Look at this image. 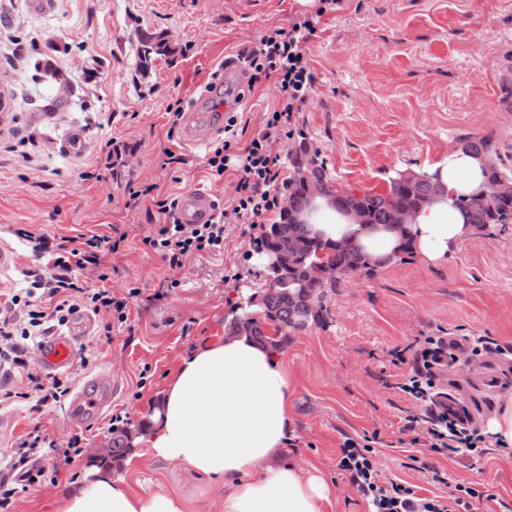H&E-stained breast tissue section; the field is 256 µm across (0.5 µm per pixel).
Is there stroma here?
Wrapping results in <instances>:
<instances>
[{
    "instance_id": "1",
    "label": "stroma",
    "mask_w": 512,
    "mask_h": 512,
    "mask_svg": "<svg viewBox=\"0 0 512 512\" xmlns=\"http://www.w3.org/2000/svg\"><path fill=\"white\" fill-rule=\"evenodd\" d=\"M305 11L298 0H52L44 11L32 10L29 0H0V40L20 44L17 55L0 54V226L8 229L0 241L17 258L0 276V294L22 287L24 270L49 265L48 255L14 236L17 228L120 239L119 251L106 256L109 280L91 272L82 278L119 295L139 291L127 324L113 327L111 337H88L71 368L79 386L111 369L116 386L108 418L70 424L60 405L35 410L19 399V375L6 380L16 396L0 401V456L36 429L89 439L82 456L17 497L10 512H54L57 493L92 480L93 465L106 459L113 477L134 492L161 484L193 492L177 465L144 455L136 430L151 419L183 357L223 341L232 308L264 291L267 271L235 223L223 254L169 269L142 244L159 221L151 198H130L128 190L153 185L175 197L202 190L231 206L232 173L213 179L206 168L210 144L186 145L170 111L188 107L224 62ZM146 33L167 47L143 63L137 51ZM306 53L316 80L295 123L337 190H385L395 173L437 161L464 137H492L494 163L512 176V98L505 95L512 89V0H346L324 17ZM277 101L276 88L264 81L235 110L252 133ZM75 126L85 133L84 154L60 153L57 140ZM113 144L123 160L109 168ZM166 148L174 161L163 169ZM230 270L238 277L228 282ZM170 276L180 288L154 300ZM323 306L322 319L289 336L279 358L292 381L294 431L285 455L331 478L335 493L325 512H367L337 467L343 437L365 433L378 437L384 476L447 493L431 478L436 468L450 483L484 491L480 512H512L511 454L491 447L477 461L446 459L401 443L404 418L417 406L397 389L401 369L391 356L439 328L512 343V226L470 236L443 263L409 252L343 275ZM450 378L451 394L483 421L512 396V371L493 358ZM120 413L136 437L116 457L109 418Z\"/></svg>"
}]
</instances>
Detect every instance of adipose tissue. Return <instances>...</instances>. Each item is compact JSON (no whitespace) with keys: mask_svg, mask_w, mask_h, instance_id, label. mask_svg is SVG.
<instances>
[{"mask_svg":"<svg viewBox=\"0 0 512 512\" xmlns=\"http://www.w3.org/2000/svg\"><path fill=\"white\" fill-rule=\"evenodd\" d=\"M421 173L444 184L445 194L416 213L408 226L410 245L425 261L443 263L472 233L457 202L484 189L483 163L456 149ZM309 222L322 236L359 241L373 259L392 256L401 243L395 231L361 230L322 198L316 199ZM290 391L281 361L246 335L199 346L183 358L164 391L148 453L176 464L205 488L223 489V512H324L331 482L282 459L293 425ZM195 509L194 500L174 488L132 493L104 462L92 481L60 497L56 512Z\"/></svg>","mask_w":512,"mask_h":512,"instance_id":"obj_1","label":"adipose tissue"}]
</instances>
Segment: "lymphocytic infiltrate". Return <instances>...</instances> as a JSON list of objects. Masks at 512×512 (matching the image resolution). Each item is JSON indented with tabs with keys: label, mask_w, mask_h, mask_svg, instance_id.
<instances>
[{
	"label": "lymphocytic infiltrate",
	"mask_w": 512,
	"mask_h": 512,
	"mask_svg": "<svg viewBox=\"0 0 512 512\" xmlns=\"http://www.w3.org/2000/svg\"><path fill=\"white\" fill-rule=\"evenodd\" d=\"M344 0H317L314 12L296 19L289 28L264 33L256 49L246 55L248 86L261 80H273L279 90L278 105L266 112L260 128L247 143H239L237 118L229 116L224 124L226 137L210 152L206 165L215 178L234 172L235 205L231 212L215 213L205 224H182L176 218V199L158 196L152 186L131 190V197L152 196L160 222L142 239L145 248L159 254L169 267L179 268L191 258L223 251L226 220L256 226L270 215L282 211L283 191L288 183L282 156L275 147L295 135L293 118L300 111L315 77L304 54V46L317 32L325 15L340 11ZM16 237L31 241L34 250L50 254V272L27 270L26 286L0 305V367L24 370L26 389L21 399H37L45 406L67 396L71 378L56 377L44 382L27 357L29 343L39 342L58 326L66 325L80 308L106 313L110 323L102 334L111 337L112 327L126 323L130 311L127 297H119L105 288L108 279L102 258L118 252L119 241L100 235H79L60 239L28 230L15 229ZM98 270L100 287L91 288L80 280L84 270ZM470 359L489 355L512 356V345L499 343L490 336L467 342L440 335L419 339L417 344L395 349V363L407 366L399 384L420 407L406 416L404 432L412 444L444 457H482L487 440L476 427L467 407L443 388L445 371L457 361L458 352ZM376 436L344 437L340 445L338 469L368 503L369 512H476L484 493L475 486L455 484L445 495L423 496L414 486L382 476L375 457ZM83 438L74 434L63 440L47 438L41 432L29 433L19 443L8 465L11 478H0V512H8L16 494L27 492L52 468L69 464L80 456Z\"/></svg>",
	"instance_id": "lymphocytic-infiltrate-1"
}]
</instances>
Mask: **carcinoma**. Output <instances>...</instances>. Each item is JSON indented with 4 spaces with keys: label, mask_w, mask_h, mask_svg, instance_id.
<instances>
[{
    "label": "carcinoma",
    "mask_w": 512,
    "mask_h": 512,
    "mask_svg": "<svg viewBox=\"0 0 512 512\" xmlns=\"http://www.w3.org/2000/svg\"><path fill=\"white\" fill-rule=\"evenodd\" d=\"M464 149L473 155L489 159L497 152L496 143L490 137L477 141L465 140ZM306 141L290 154L294 172L288 181V209L281 218L270 226L264 234L265 251H275L281 243L291 237L301 236L306 247L295 254L285 253L280 258L279 268L272 272L274 288L265 292L258 303L259 314L244 311L240 315L241 326L229 322L231 330H240L267 348L279 350L288 341V336L304 330L309 323L322 317V309L314 310L309 305L312 294L326 295L328 285L323 270L332 266L337 275L371 269L376 263L361 251L353 241L345 248L337 242L323 239L312 233L307 224H297L295 220L310 209L316 197L330 201L342 213L352 214L367 224L397 227L393 216L397 210L412 208L417 210L444 192L437 181L416 175L410 179L389 180L386 192H365L358 197L349 192H340L328 178L324 163L318 154L303 160L306 155ZM459 207L466 211L469 223L474 230L492 234L496 229H505L512 224V195L489 194L483 204L474 206L462 200Z\"/></svg>",
    "instance_id": "carcinoma-1"
}]
</instances>
